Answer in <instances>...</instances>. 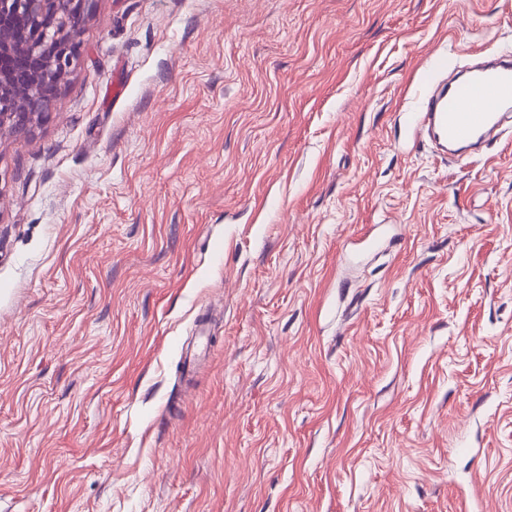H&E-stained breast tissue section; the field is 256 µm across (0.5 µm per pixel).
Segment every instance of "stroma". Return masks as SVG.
Returning <instances> with one entry per match:
<instances>
[{"label": "stroma", "instance_id": "35a3bbf8", "mask_svg": "<svg viewBox=\"0 0 512 512\" xmlns=\"http://www.w3.org/2000/svg\"><path fill=\"white\" fill-rule=\"evenodd\" d=\"M0 139V512H512V130L413 140L512 0H94Z\"/></svg>", "mask_w": 512, "mask_h": 512}]
</instances>
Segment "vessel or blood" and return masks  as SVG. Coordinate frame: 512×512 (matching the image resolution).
<instances>
[{"instance_id":"obj_1","label":"vessel or blood","mask_w":512,"mask_h":512,"mask_svg":"<svg viewBox=\"0 0 512 512\" xmlns=\"http://www.w3.org/2000/svg\"><path fill=\"white\" fill-rule=\"evenodd\" d=\"M441 68L433 61L425 74L430 92L411 123L418 137L461 162L512 122V60L477 65L448 81L436 79Z\"/></svg>"}]
</instances>
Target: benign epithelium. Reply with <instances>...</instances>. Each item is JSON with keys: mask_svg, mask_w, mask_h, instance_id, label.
Wrapping results in <instances>:
<instances>
[{"mask_svg": "<svg viewBox=\"0 0 512 512\" xmlns=\"http://www.w3.org/2000/svg\"><path fill=\"white\" fill-rule=\"evenodd\" d=\"M93 0H0V53L28 59L23 77L0 72V138L30 131L51 114L58 83L80 56L79 35ZM24 16L31 37L18 43L13 22ZM55 24L47 27L43 19Z\"/></svg>", "mask_w": 512, "mask_h": 512, "instance_id": "7a95c632", "label": "benign epithelium"}]
</instances>
